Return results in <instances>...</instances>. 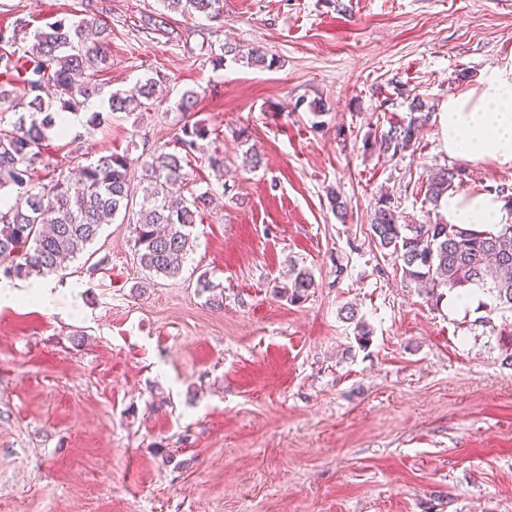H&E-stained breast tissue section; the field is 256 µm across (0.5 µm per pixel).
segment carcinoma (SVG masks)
<instances>
[{"label":"carcinoma","mask_w":512,"mask_h":512,"mask_svg":"<svg viewBox=\"0 0 512 512\" xmlns=\"http://www.w3.org/2000/svg\"><path fill=\"white\" fill-rule=\"evenodd\" d=\"M174 11L191 12L212 21L224 19V0H165ZM107 26L81 18L57 21L37 29L23 55L0 54V190L16 188L14 202L0 208V276H48L77 258L118 216H136L134 254L140 268L153 276L179 277L194 250V229L212 202V190L185 197L172 188L186 176L184 165L206 158L216 172L224 156L210 152L205 123L185 124L176 137L178 149L159 145L140 166L143 200L136 202L126 157L104 155L79 166L77 179L60 174L49 183L32 179L48 131L66 135L62 114L79 113L100 94L89 77L106 69ZM158 79L150 76L130 91H116L106 111L91 113L87 125L99 129L107 113L138 112L153 98ZM16 115L5 122L1 113ZM411 120L380 135L379 150L393 156L418 139ZM465 171L441 168L430 174L425 195L438 202L462 183ZM139 209H134V206ZM372 241L402 262L406 277L418 283L437 304L445 291L477 288L489 296V312H512V224L481 228L476 224H405L388 198H379L369 224ZM315 288L306 269L293 272L281 293L292 303L307 299Z\"/></svg>","instance_id":"cac0c4a2"}]
</instances>
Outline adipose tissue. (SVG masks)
<instances>
[{
	"label": "adipose tissue",
	"mask_w": 512,
	"mask_h": 512,
	"mask_svg": "<svg viewBox=\"0 0 512 512\" xmlns=\"http://www.w3.org/2000/svg\"><path fill=\"white\" fill-rule=\"evenodd\" d=\"M436 121L450 156L474 165L512 167V61L484 74L476 87L449 97ZM444 207L452 224L512 222V207L488 192L449 196Z\"/></svg>",
	"instance_id": "adipose-tissue-1"
}]
</instances>
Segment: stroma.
I'll use <instances>...</instances> for the list:
<instances>
[{
  "label": "stroma",
  "mask_w": 512,
  "mask_h": 512,
  "mask_svg": "<svg viewBox=\"0 0 512 512\" xmlns=\"http://www.w3.org/2000/svg\"><path fill=\"white\" fill-rule=\"evenodd\" d=\"M76 13L112 32L103 94L163 80L143 111L50 137L33 180L110 154L139 168L202 120L224 174L191 161L180 192L222 196L180 277L142 271L117 220L45 277L52 307L14 280L0 302V512H512L500 316L432 306L369 234L383 194L406 223L446 220L425 199L428 175L457 164L435 117L512 59V5L224 0L208 21L165 0H0V29ZM227 43L279 64L214 66ZM412 119V149L374 147ZM244 138L261 167L245 165ZM295 267L317 286L294 304L280 290Z\"/></svg>",
  "instance_id": "1"
}]
</instances>
